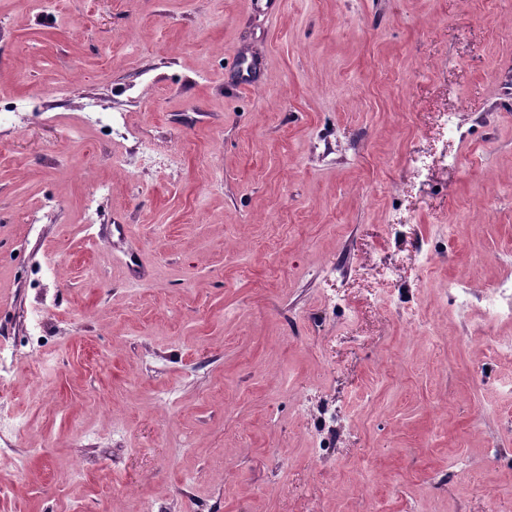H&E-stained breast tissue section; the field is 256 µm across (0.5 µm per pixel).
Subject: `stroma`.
Returning a JSON list of instances; mask_svg holds the SVG:
<instances>
[{"label":"stroma","mask_w":512,"mask_h":512,"mask_svg":"<svg viewBox=\"0 0 512 512\" xmlns=\"http://www.w3.org/2000/svg\"><path fill=\"white\" fill-rule=\"evenodd\" d=\"M29 97L0 512H512V321L479 303L512 268V0H0V107ZM93 99L111 131L73 132Z\"/></svg>","instance_id":"35a3bbf8"}]
</instances>
